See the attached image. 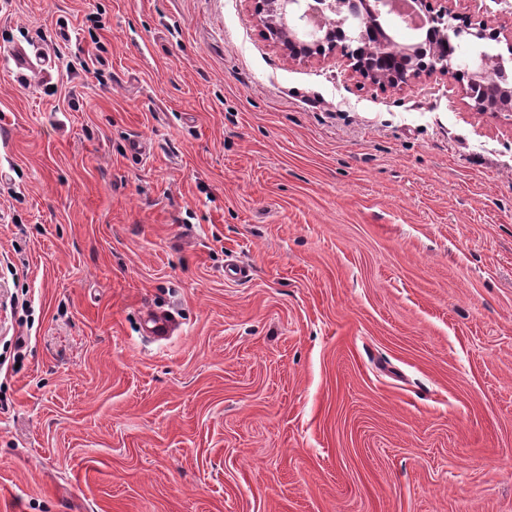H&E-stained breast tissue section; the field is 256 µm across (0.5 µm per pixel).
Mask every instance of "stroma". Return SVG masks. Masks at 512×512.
<instances>
[{"label": "stroma", "mask_w": 512, "mask_h": 512, "mask_svg": "<svg viewBox=\"0 0 512 512\" xmlns=\"http://www.w3.org/2000/svg\"><path fill=\"white\" fill-rule=\"evenodd\" d=\"M0 493L512 512V114L289 59L253 0H0ZM143 317L144 330L149 336L163 339L174 332L175 322L166 315L148 311Z\"/></svg>", "instance_id": "obj_1"}]
</instances>
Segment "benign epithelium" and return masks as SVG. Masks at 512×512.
I'll list each match as a JSON object with an SVG mask.
<instances>
[{
	"label": "benign epithelium",
	"instance_id": "1",
	"mask_svg": "<svg viewBox=\"0 0 512 512\" xmlns=\"http://www.w3.org/2000/svg\"><path fill=\"white\" fill-rule=\"evenodd\" d=\"M419 12L413 29L422 39L399 45L385 28L393 13L390 0H256V13L263 34L288 58L344 57L361 82L382 89L403 88L422 78L441 76L466 81V96L478 112H512V83H503L491 73L505 70L502 55L479 56L469 70L457 68L448 44L495 39L500 32L487 21L456 23L450 5L434 13H420L426 0H413Z\"/></svg>",
	"mask_w": 512,
	"mask_h": 512
}]
</instances>
